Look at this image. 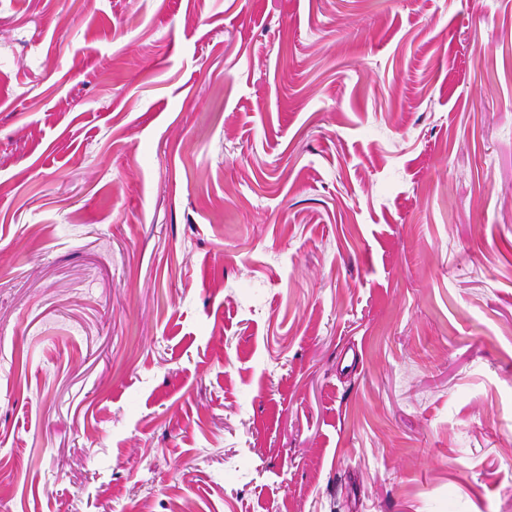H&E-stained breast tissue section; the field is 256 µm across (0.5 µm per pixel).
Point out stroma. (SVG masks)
Returning <instances> with one entry per match:
<instances>
[{
  "label": "stroma",
  "instance_id": "stroma-1",
  "mask_svg": "<svg viewBox=\"0 0 512 512\" xmlns=\"http://www.w3.org/2000/svg\"><path fill=\"white\" fill-rule=\"evenodd\" d=\"M0 512H512V0H0Z\"/></svg>",
  "mask_w": 512,
  "mask_h": 512
}]
</instances>
